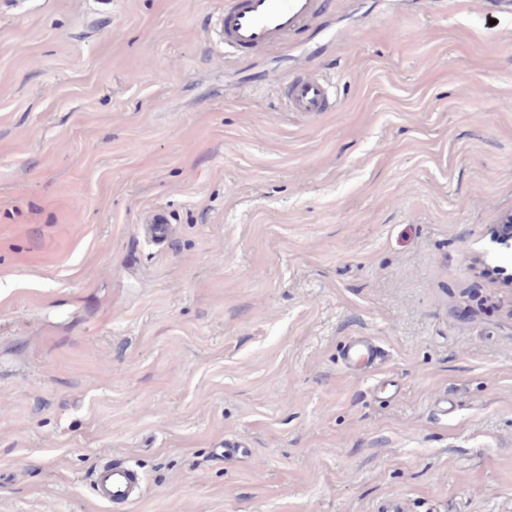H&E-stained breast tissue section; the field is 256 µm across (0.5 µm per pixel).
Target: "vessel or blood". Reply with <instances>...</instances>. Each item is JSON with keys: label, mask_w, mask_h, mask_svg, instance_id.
I'll return each instance as SVG.
<instances>
[{"label": "vessel or blood", "mask_w": 512, "mask_h": 512, "mask_svg": "<svg viewBox=\"0 0 512 512\" xmlns=\"http://www.w3.org/2000/svg\"><path fill=\"white\" fill-rule=\"evenodd\" d=\"M321 0H224L216 18L226 47L236 52L258 51L284 43L317 16ZM333 85L329 78L302 73L287 80L282 88L288 111L325 112L333 106ZM384 353L372 337L356 336L343 348L345 367L366 368L383 364ZM97 498L108 505L136 502L142 494V479L125 464L108 460L94 476Z\"/></svg>", "instance_id": "b4317fda"}]
</instances>
